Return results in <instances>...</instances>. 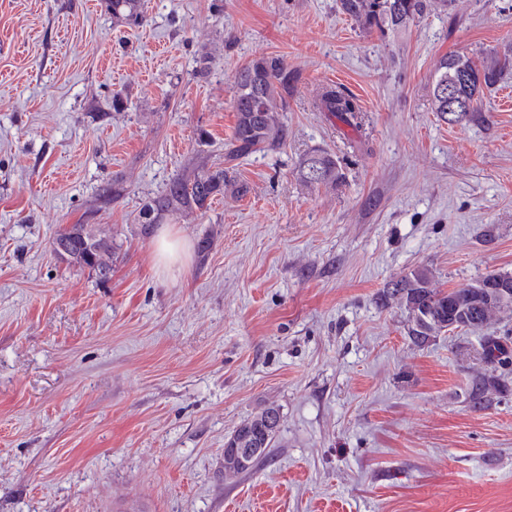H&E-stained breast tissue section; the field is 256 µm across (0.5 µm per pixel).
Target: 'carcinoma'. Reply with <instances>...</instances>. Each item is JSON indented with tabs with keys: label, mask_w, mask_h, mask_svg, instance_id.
Instances as JSON below:
<instances>
[{
	"label": "carcinoma",
	"mask_w": 512,
	"mask_h": 512,
	"mask_svg": "<svg viewBox=\"0 0 512 512\" xmlns=\"http://www.w3.org/2000/svg\"><path fill=\"white\" fill-rule=\"evenodd\" d=\"M112 19L120 23L143 21L141 0H105ZM338 11L352 18L365 31L401 30L422 17L432 0H337ZM512 66L508 58L476 62L464 54L441 59L432 88V107L444 122L454 125L474 116L477 101L484 92L497 88L502 70ZM294 75L280 56H260L242 66L236 76L233 99L235 125L224 153V165L203 168L193 178H175L146 205L142 223L157 224L167 213L185 210L205 211L218 195L241 198L249 192L247 183L237 175V161L257 152L280 148L288 138V126L280 113L288 107V94ZM316 108L328 112L354 130L363 107L358 100L339 87H324ZM298 175L311 189L335 188L345 175L331 153L315 149L299 162ZM63 247L67 262L74 267L90 268L101 282L112 276V237L97 229L91 233L84 224H72L60 231L51 242V250ZM500 279L512 280L508 273L488 274L483 278L448 291L434 287L433 274L417 267L387 282L376 296L381 308L396 305L407 313V336L421 348L432 338L447 332L471 330L485 324L493 315L512 311V288L502 291L490 287ZM480 356L491 364L512 360L508 337L485 336L480 342ZM281 421L280 408L265 407L242 422L233 432L240 448H260L257 456L234 468L250 471L269 454Z\"/></svg>",
	"instance_id": "cac0c4a2"
}]
</instances>
